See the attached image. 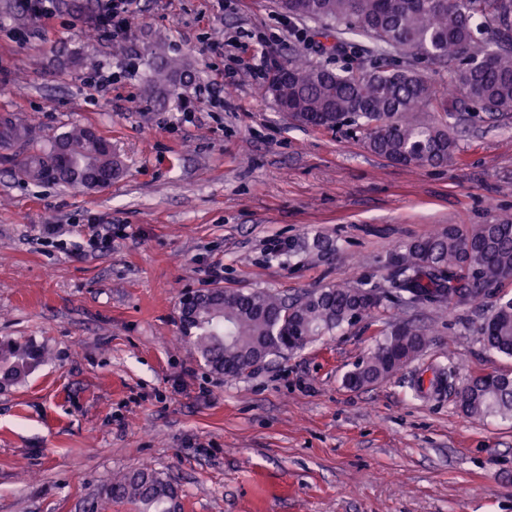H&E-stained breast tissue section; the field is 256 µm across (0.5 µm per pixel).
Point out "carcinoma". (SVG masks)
Returning <instances> with one entry per match:
<instances>
[{"label": "carcinoma", "mask_w": 512, "mask_h": 512, "mask_svg": "<svg viewBox=\"0 0 512 512\" xmlns=\"http://www.w3.org/2000/svg\"><path fill=\"white\" fill-rule=\"evenodd\" d=\"M299 18L331 23L373 39L383 51L411 49L428 61L451 65L450 85L469 108L512 110V0H281ZM495 34L496 49L474 38L473 25ZM288 78L280 86L292 120L333 129L351 122L365 128L367 147L406 167L440 165L451 160L457 142L446 124L414 120L419 112L448 111V96L411 66L337 73L296 56L284 62ZM180 60L160 54L152 90L167 94L183 83ZM66 145L78 165L74 179L58 167L54 178L66 184L92 180L104 166L119 174L120 161H102L112 152L105 138L75 127L55 139ZM387 285L360 283L309 290L289 299L279 293L214 288L199 294L180 312L184 340L204 364L228 377L250 372L259 363L301 350L322 336L353 326L389 300L406 310L447 309L477 303L512 277V219L470 226L450 224L394 248L387 259ZM486 348L512 357V298L497 297L491 314L477 329ZM427 346L422 330L408 319L390 324L375 348L353 364L344 385L361 389L381 383L415 361ZM46 355L32 343L0 341V382L24 380ZM410 385L417 395L439 394L455 385L456 374L442 365L427 368ZM467 418H512V376H472L456 392ZM98 496L128 500L141 512H180L176 488L150 467L108 479Z\"/></svg>", "instance_id": "1"}]
</instances>
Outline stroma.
<instances>
[{
  "label": "stroma",
  "mask_w": 512,
  "mask_h": 512,
  "mask_svg": "<svg viewBox=\"0 0 512 512\" xmlns=\"http://www.w3.org/2000/svg\"><path fill=\"white\" fill-rule=\"evenodd\" d=\"M55 2L47 25L0 9V115L43 154L94 128L122 171L104 187L26 177L0 142V340L47 351L25 382L0 385V512H137L98 488L145 461L182 512H512V420L470 419L453 392L409 388L431 364L512 374L476 339L490 305L416 312L422 355L357 390L343 376L402 317L395 304L238 378L200 363L178 324L188 290L381 285L395 246L512 217V111L421 113L448 122L456 157L407 168L370 152L357 126L292 121L250 68L301 52L336 71L412 64L444 87L446 65L350 31L325 50L319 23L279 0H140L119 35L97 30L101 0ZM161 40L190 69L177 99L147 90ZM101 69L103 90L90 82ZM231 69L223 107L210 90ZM93 224L112 238L80 252ZM291 241L299 250L278 254Z\"/></svg>",
  "instance_id": "stroma-1"
}]
</instances>
